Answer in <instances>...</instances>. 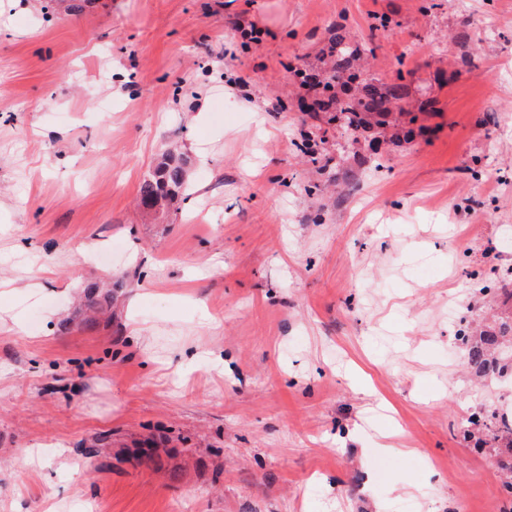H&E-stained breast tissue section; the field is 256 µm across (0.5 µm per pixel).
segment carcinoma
I'll return each mask as SVG.
<instances>
[{"mask_svg": "<svg viewBox=\"0 0 512 512\" xmlns=\"http://www.w3.org/2000/svg\"><path fill=\"white\" fill-rule=\"evenodd\" d=\"M400 98L398 88L384 90L365 84L356 97L336 99L335 119L345 132L355 135L371 126V120L387 115V104ZM189 184V161L173 150L163 153L154 169L139 187L140 203L156 219H163L185 195ZM512 342V321L499 323L496 330L471 339L468 362L483 377L501 375L512 366V356L505 358L496 353L503 341ZM468 423L485 431L486 442L504 449L501 460L504 469L512 471V414L493 413L487 416L473 414Z\"/></svg>", "mask_w": 512, "mask_h": 512, "instance_id": "obj_1", "label": "carcinoma"}]
</instances>
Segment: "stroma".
<instances>
[{
  "label": "stroma",
  "mask_w": 512,
  "mask_h": 512,
  "mask_svg": "<svg viewBox=\"0 0 512 512\" xmlns=\"http://www.w3.org/2000/svg\"><path fill=\"white\" fill-rule=\"evenodd\" d=\"M338 35L354 141L284 67ZM0 283V512H512V0H0ZM288 71L292 72L296 81L304 91V94L311 95V112H329L328 104L336 100L335 119L341 122L345 132L351 135L368 129L371 126V119L376 117L384 118L388 112L387 104L391 99H399L397 87H390L384 90L375 86L364 84L359 96L336 98V85L326 90L323 78L307 68L288 64ZM359 110L361 112H353ZM189 161L174 150L164 152L139 187L140 203L154 219H164L185 195L189 184ZM463 337H467L471 341L468 362L479 375L493 377L502 375L505 370L511 368L512 356L505 358L496 353V349L502 341L512 342L511 318L507 317V320H501L497 329L485 336ZM468 423L474 426H482L485 431V443L492 447L504 448L506 458L502 459L501 466L512 471V414L493 413L487 416L472 414Z\"/></svg>",
  "instance_id": "1"
}]
</instances>
